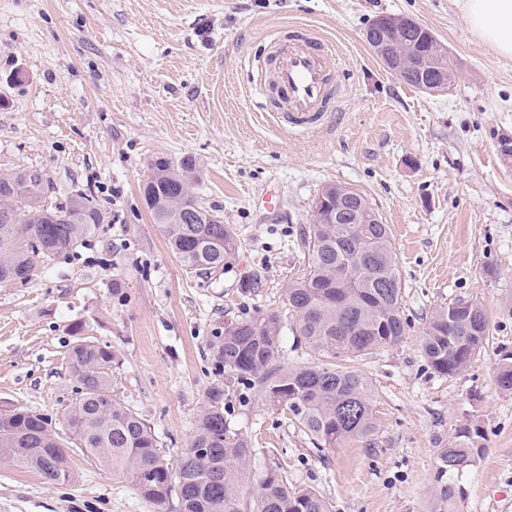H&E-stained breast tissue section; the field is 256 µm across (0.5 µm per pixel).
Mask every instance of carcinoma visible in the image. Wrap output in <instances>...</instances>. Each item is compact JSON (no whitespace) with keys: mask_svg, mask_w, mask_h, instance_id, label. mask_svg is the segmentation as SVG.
I'll use <instances>...</instances> for the list:
<instances>
[{"mask_svg":"<svg viewBox=\"0 0 512 512\" xmlns=\"http://www.w3.org/2000/svg\"><path fill=\"white\" fill-rule=\"evenodd\" d=\"M153 170L145 192L165 205L148 210L172 254L197 277L229 267L239 251L238 235L228 224L202 220L216 211L202 206L192 191L193 166L175 167L160 159ZM28 174L23 185L17 183L18 172L0 173V193L16 212V223H0V284L27 282L33 256L74 252L103 221L96 199L82 191L49 206L64 220L43 219L31 200L42 199L46 179L38 170ZM312 220L310 236L303 239L305 272L285 289L284 313L234 320L214 337L210 349L216 370L258 387L265 401L288 412L318 447L336 448L374 429V389L350 362L397 345L407 322L401 308L403 284L382 218L372 224H327L326 214L314 211ZM284 318L326 361L294 368L278 363ZM84 331L82 323L72 325L76 340L69 361L80 397L68 409L65 423L86 457L130 480L156 504L176 495L178 512H330L315 490L294 486L276 471L257 473L248 438L230 431L224 421L220 387L208 392L185 452L170 463L149 424L112 394L117 359L111 346L83 337ZM490 334L485 307L456 300L431 316L422 351L435 372L453 377L481 354ZM497 370L498 386L512 391V361L502 359ZM479 437L478 429L460 427L448 447L440 449L429 512H458L460 479L482 454ZM69 450L48 415L24 407L0 410L1 459L32 468L49 482L64 483L72 476ZM245 489L251 490L247 497Z\"/></svg>","mask_w":512,"mask_h":512,"instance_id":"carcinoma-1","label":"carcinoma"}]
</instances>
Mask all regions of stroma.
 I'll return each mask as SVG.
<instances>
[{"label": "stroma", "instance_id": "35a3bbf8", "mask_svg": "<svg viewBox=\"0 0 512 512\" xmlns=\"http://www.w3.org/2000/svg\"><path fill=\"white\" fill-rule=\"evenodd\" d=\"M379 16L419 21L456 65L425 93L386 69L364 38ZM311 27L335 52L340 94L313 134H283L277 95H253L272 69V31ZM512 60L474 40L456 0H0V172L41 170L48 201L90 191L105 220L76 252L35 260L25 284H0V402L62 422L78 397L71 327L111 345L112 390L178 460L207 391L251 442L257 471L316 489L331 512H427L440 448L478 428L483 448L461 481L460 512H512V392L496 384L512 355ZM191 162L200 203L238 233L237 260L199 278L165 244L141 195L157 158ZM333 183L362 193L391 229L408 326L358 361L375 391V428L317 450L259 388L216 372L209 343L231 320L280 311L304 264L316 198ZM277 189L281 205L261 202ZM258 277L254 294L241 280ZM120 292H113V282ZM479 301L493 331L470 367L429 368L436 310ZM54 484L0 461V512H176L73 453Z\"/></svg>", "mask_w": 512, "mask_h": 512}]
</instances>
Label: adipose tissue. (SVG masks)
I'll use <instances>...</instances> for the list:
<instances>
[{"label": "adipose tissue", "instance_id": "1", "mask_svg": "<svg viewBox=\"0 0 512 512\" xmlns=\"http://www.w3.org/2000/svg\"><path fill=\"white\" fill-rule=\"evenodd\" d=\"M473 37L499 57L512 59V0H459Z\"/></svg>", "mask_w": 512, "mask_h": 512}]
</instances>
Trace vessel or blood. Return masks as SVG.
Wrapping results in <instances>:
<instances>
[{
    "mask_svg": "<svg viewBox=\"0 0 512 512\" xmlns=\"http://www.w3.org/2000/svg\"><path fill=\"white\" fill-rule=\"evenodd\" d=\"M271 42L282 53V63L274 76L282 99L274 118L289 132H310L323 122V108L336 96L328 76L334 59L331 46L310 28L286 38L273 35Z\"/></svg>",
    "mask_w": 512,
    "mask_h": 512,
    "instance_id": "vessel-or-blood-1",
    "label": "vessel or blood"
}]
</instances>
